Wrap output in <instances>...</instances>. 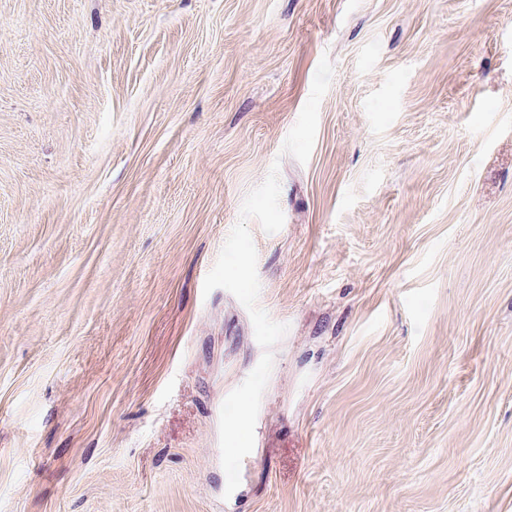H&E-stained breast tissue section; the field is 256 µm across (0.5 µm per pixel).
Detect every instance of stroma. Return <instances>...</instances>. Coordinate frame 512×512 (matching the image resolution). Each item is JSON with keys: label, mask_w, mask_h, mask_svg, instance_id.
Returning a JSON list of instances; mask_svg holds the SVG:
<instances>
[{"label": "stroma", "mask_w": 512, "mask_h": 512, "mask_svg": "<svg viewBox=\"0 0 512 512\" xmlns=\"http://www.w3.org/2000/svg\"><path fill=\"white\" fill-rule=\"evenodd\" d=\"M0 512H512V0H0Z\"/></svg>", "instance_id": "obj_1"}]
</instances>
